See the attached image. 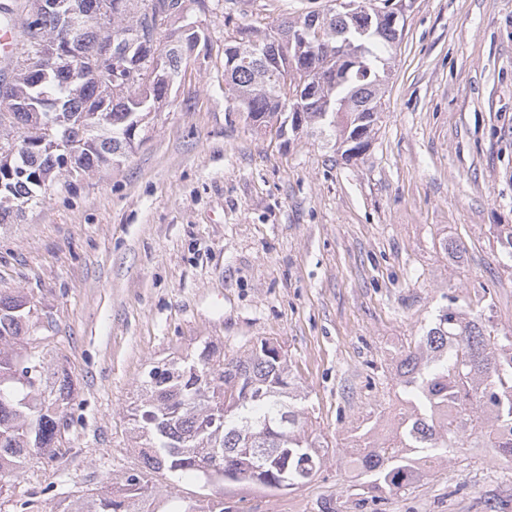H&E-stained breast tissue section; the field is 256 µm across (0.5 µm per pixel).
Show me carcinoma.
<instances>
[{
  "mask_svg": "<svg viewBox=\"0 0 512 512\" xmlns=\"http://www.w3.org/2000/svg\"><path fill=\"white\" fill-rule=\"evenodd\" d=\"M29 0L17 15L0 5V23L25 29L22 63L13 80H0V224L19 216L15 204L46 200L49 183L73 176L64 153L43 142L46 130L60 140L81 142V173L89 174L122 161L141 144L140 132L155 102L166 98L182 71V56L171 54L160 71L152 69L156 44L174 37L187 45L207 47L199 29H168L174 18L168 0H78L88 17L79 39L87 58L105 41L139 34L138 80L124 84L123 72L112 74V92L92 80L77 81L68 49L56 46L58 60L44 68L42 54L53 43L56 17ZM391 0H361L353 14L311 13L285 21L277 37L286 46L280 59L288 70L272 74L255 52L272 35L241 28L224 48L225 92L256 128H267L285 103L295 106L298 124L291 130L328 128L336 150L347 159L370 147L390 75L392 55L405 20L379 19ZM325 28L320 47L311 49L299 32ZM367 30L366 74L336 60L344 39ZM109 123L100 124L98 110ZM30 151H15V143ZM39 316L22 296L0 295V490L3 480L19 474L36 457H51L61 443L60 401L71 389L66 368L32 345L30 330ZM397 380L406 413L394 438L348 460L374 489H407L457 453L485 440L497 460L512 464V336L500 334L482 310L464 308L456 298L439 308L429 328L399 359ZM288 371L287 356L266 340L245 357L228 359L210 342L196 356L155 366L142 382L140 404L130 414L140 467L115 481L107 477L94 493L60 502L56 512H156L151 500L160 494L153 475L250 483L272 487L288 478L284 489L311 482L325 455L308 435V417ZM449 404L454 415L445 423L435 407ZM168 512H224V500L173 502Z\"/></svg>",
  "mask_w": 512,
  "mask_h": 512,
  "instance_id": "carcinoma-1",
  "label": "carcinoma"
}]
</instances>
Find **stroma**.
<instances>
[{
	"label": "stroma",
	"instance_id": "obj_1",
	"mask_svg": "<svg viewBox=\"0 0 512 512\" xmlns=\"http://www.w3.org/2000/svg\"><path fill=\"white\" fill-rule=\"evenodd\" d=\"M206 3L186 13L209 47L143 142L0 226V293L50 315L36 333L73 379L56 459L12 478L0 512H50L134 468L129 415L153 366L265 339L288 355L323 467L295 489L182 479L173 495L224 512H488L497 495L512 512V469L483 448L392 493L347 464L391 437L396 360L449 297L512 333V0H405L376 134L351 161L309 129L255 130L224 92L236 29L272 33L330 0Z\"/></svg>",
	"mask_w": 512,
	"mask_h": 512
}]
</instances>
